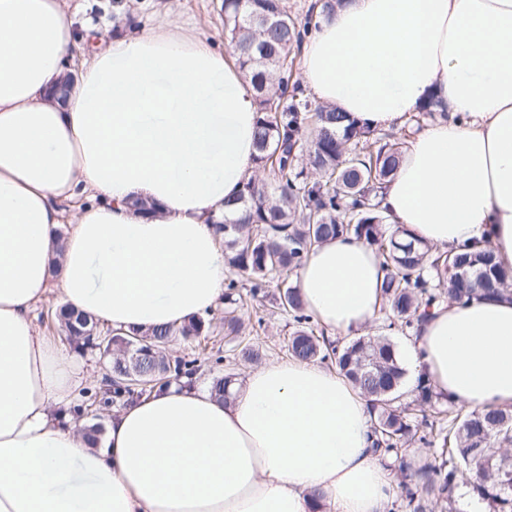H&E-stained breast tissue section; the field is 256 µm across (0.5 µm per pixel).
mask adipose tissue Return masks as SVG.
Listing matches in <instances>:
<instances>
[{
  "mask_svg": "<svg viewBox=\"0 0 512 512\" xmlns=\"http://www.w3.org/2000/svg\"><path fill=\"white\" fill-rule=\"evenodd\" d=\"M85 32L101 49L66 83L67 0H0V512H385L398 479L372 448L368 402L313 362L271 361L227 402L155 389L113 416L101 449L69 414L86 371L37 331L36 307L55 289L142 330L215 308L227 266L214 224L257 153L250 76L194 27ZM300 74L377 133L442 102L380 205L411 238L490 247L512 273V0H343L304 41ZM382 281L353 237L296 274L332 339L365 336ZM397 354L407 388L427 378L467 409L512 407V300L433 306Z\"/></svg>",
  "mask_w": 512,
  "mask_h": 512,
  "instance_id": "ef3b65f1",
  "label": "adipose tissue"
}]
</instances>
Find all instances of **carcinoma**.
I'll return each mask as SVG.
<instances>
[{"instance_id":"1","label":"carcinoma","mask_w":512,"mask_h":512,"mask_svg":"<svg viewBox=\"0 0 512 512\" xmlns=\"http://www.w3.org/2000/svg\"><path fill=\"white\" fill-rule=\"evenodd\" d=\"M220 11L239 67L251 75L259 117L255 157L260 178L249 179L235 209L241 222L215 224L230 254L224 289V337L242 335L238 316L244 302L262 301L269 288L279 290L277 309L292 320L288 355L335 365L370 402L375 448L394 458L402 512H459L455 508L457 474L474 475L473 488L490 503V512H512V409L458 413L454 404L434 414L430 381L421 380L414 404L400 403L406 371L386 336L334 341L312 321L290 275L316 246L354 235L373 247L382 262L384 311L389 327L412 326L422 303L446 298L460 304L473 298L507 294L508 275L490 248L451 254L405 238L399 227H386L377 199L397 169L404 142L357 126L349 113L312 106L291 78L287 58L318 22L302 24L288 12L287 0H222ZM315 126L307 141L306 131ZM57 318L68 340L92 345L83 335L94 324L88 315L63 304ZM205 331L201 317L166 328L112 332V350L124 356L110 361L103 403H125L183 378L192 380L200 359H169L165 346L177 336ZM236 380L228 373L212 381L216 396L230 397ZM441 443L430 459L417 462L406 443Z\"/></svg>"}]
</instances>
